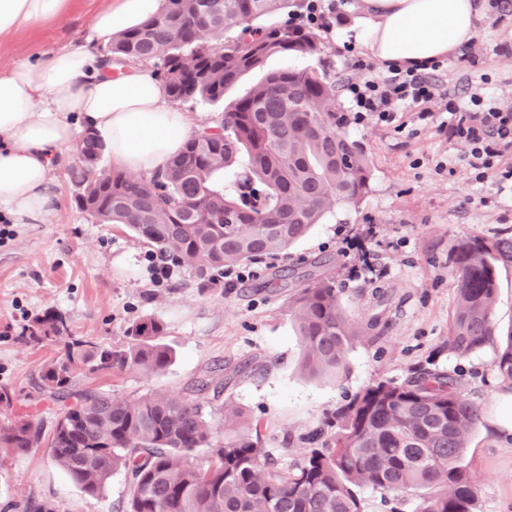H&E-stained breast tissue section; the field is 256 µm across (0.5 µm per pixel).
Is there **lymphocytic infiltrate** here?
Masks as SVG:
<instances>
[{
    "label": "lymphocytic infiltrate",
    "instance_id": "lymphocytic-infiltrate-1",
    "mask_svg": "<svg viewBox=\"0 0 512 512\" xmlns=\"http://www.w3.org/2000/svg\"><path fill=\"white\" fill-rule=\"evenodd\" d=\"M350 60V74L343 89L351 103L355 123L373 122L392 125L403 119L434 120L442 116V128L467 147V164L476 179L499 173L511 179L512 169H499L498 158L503 149L512 147V107L483 104L471 95L469 106L440 88L438 76L442 62L420 68L385 64L383 75H376L374 62L355 54L352 46H344Z\"/></svg>",
    "mask_w": 512,
    "mask_h": 512
}]
</instances>
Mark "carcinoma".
<instances>
[{"label": "carcinoma", "instance_id": "obj_1", "mask_svg": "<svg viewBox=\"0 0 512 512\" xmlns=\"http://www.w3.org/2000/svg\"><path fill=\"white\" fill-rule=\"evenodd\" d=\"M305 0H165L139 25L112 37L105 54L118 62H151L166 93L211 105L274 55L324 52L318 33L262 18L299 14ZM336 84L315 69L265 74L231 101L218 132L193 134L162 171L129 176L114 168L73 164L76 207L99 223L122 224L158 256L192 268L206 288L213 272L275 257L325 215L357 206L370 191L371 163L341 130ZM512 247L465 237L451 248L458 300L448 351L464 357L494 333V261ZM291 314L302 337L303 371L336 378L357 330L342 315L336 282L307 279ZM164 326L146 318L131 326L128 348H102L75 337L56 313L25 328L30 345L64 341L62 356L41 371L40 390L73 399L48 448L67 476L90 495L117 472L129 479L126 512H362L360 489L426 491L420 512H473L476 481L464 461L478 408L451 373L414 370L356 393L326 420L333 447L313 449L294 468L276 469L244 432L239 410L218 399L224 380L196 381L183 393L153 390L133 399L76 389L86 369L132 365L163 372L171 350L158 343ZM498 374L512 381V334L498 355ZM39 441L28 415L0 426V447L25 452ZM206 449L209 463L191 458Z\"/></svg>", "mask_w": 512, "mask_h": 512}]
</instances>
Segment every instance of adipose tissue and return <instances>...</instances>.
Segmentation results:
<instances>
[{
  "label": "adipose tissue",
  "instance_id": "obj_1",
  "mask_svg": "<svg viewBox=\"0 0 512 512\" xmlns=\"http://www.w3.org/2000/svg\"><path fill=\"white\" fill-rule=\"evenodd\" d=\"M361 41L379 63L424 65L474 37L484 0H362ZM70 0H0V39L65 16ZM160 0H112L91 21L84 48L47 52L0 71V222L42 224L57 198L50 174L85 131L98 134L114 168L148 176L180 153L195 121L169 100L144 64L112 69L92 49L160 9Z\"/></svg>",
  "mask_w": 512,
  "mask_h": 512
}]
</instances>
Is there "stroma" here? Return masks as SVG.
Instances as JSON below:
<instances>
[{
	"instance_id": "35a3bbf8",
	"label": "stroma",
	"mask_w": 512,
	"mask_h": 512,
	"mask_svg": "<svg viewBox=\"0 0 512 512\" xmlns=\"http://www.w3.org/2000/svg\"><path fill=\"white\" fill-rule=\"evenodd\" d=\"M109 0H71L64 19L0 40V69L37 54L84 44L94 12ZM361 0H350L322 35L325 51L298 60L273 56L263 71L244 76L225 100L245 95L262 72L302 65L334 82L347 76L338 48L357 44ZM475 63L449 58L440 83L461 104L471 95L512 106V4L488 8L474 38ZM372 162L371 188L357 208L327 214L310 235L272 262H258L254 277L227 289L200 287L194 270L179 267L164 286L151 282L153 250L119 224H99L80 212L68 171L74 148L52 171L59 205L44 224L14 225L0 244V389L11 391L15 411H30L50 434L61 404L40 399V372L64 351L63 343L27 344L24 326L54 311L73 335L112 348L126 346V331L147 317L165 326L173 361L161 374L135 367L83 372L78 384L133 398L162 388L179 392L194 381L223 379L222 401L241 411L248 434L277 468L299 462L309 436L328 415L380 380H403L412 370L456 371L479 408L466 460L477 481L474 512H512V444L488 425L512 411V381L496 370L500 342L512 333V257L496 263L495 334L459 358L447 348L457 304V275L448 254L457 240L477 236L512 241V181H477L462 157L466 147L431 122L344 127ZM363 238V252L345 253L346 237ZM328 256L343 315L362 329L347 348L346 372L336 379L302 373V342L289 302L304 286L314 258ZM289 272L287 287L267 286L269 267ZM129 494L124 473L105 490L86 494L52 461L46 445L24 453L0 451V512H33L48 501L55 512H123ZM363 512H419L420 494L360 491Z\"/></svg>"
}]
</instances>
